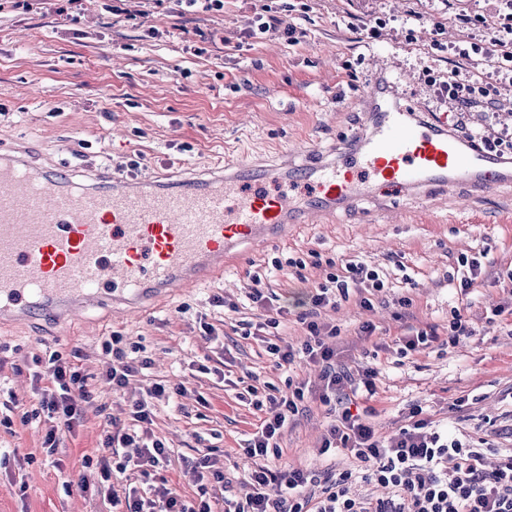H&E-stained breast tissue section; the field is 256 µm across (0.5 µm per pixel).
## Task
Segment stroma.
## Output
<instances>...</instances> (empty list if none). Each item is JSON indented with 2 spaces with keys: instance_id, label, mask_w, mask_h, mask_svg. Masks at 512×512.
Masks as SVG:
<instances>
[{
  "instance_id": "35a3bbf8",
  "label": "stroma",
  "mask_w": 512,
  "mask_h": 512,
  "mask_svg": "<svg viewBox=\"0 0 512 512\" xmlns=\"http://www.w3.org/2000/svg\"><path fill=\"white\" fill-rule=\"evenodd\" d=\"M266 6L298 27L297 42L282 28L248 36ZM503 7L502 0H224L223 11L189 15L177 0H80L72 22L57 15L55 0L28 9L5 0L0 147L30 145L39 166L83 171L105 162L130 178L161 172L177 180L228 157L245 166L331 159L369 132L364 96L382 65L404 80L400 106L422 118L446 114L473 141L501 139V152L512 157V116L459 112L439 94L459 46L493 43ZM461 14L480 22L460 27ZM476 255L481 282L461 292L460 261ZM350 260L377 271L384 290L372 310L354 292L320 319L338 330L328 340L337 362L354 373L368 365L379 371L361 413L388 438L421 407L440 431L493 443L497 451L484 462L497 464L512 447L504 436L512 428V320L489 317L512 304V183L478 191L458 182L424 199L367 194L288 239L244 244L223 278L179 290L139 315L91 308L65 336L49 324L0 326V382L19 408L36 400L33 355L59 352L89 377L83 422L50 456L42 431L0 405V512H111L93 490L99 471L85 460L98 455L106 419H128L123 397L101 379L110 363L103 342L112 335L128 357L152 361L135 388L161 382L177 390L156 410L152 429L176 451L161 475L187 499L198 500L199 490L183 462L203 456L223 474L226 496H245L241 476L251 462L242 448L263 416L255 402L286 391L291 379L304 382L305 399L282 432L280 465L317 475L357 468L347 452L320 453L334 415L315 396L318 368H279L266 351L270 341L301 347L307 331L299 315L309 295ZM256 285L264 301L251 300ZM216 295L224 306H213ZM456 309L476 334L451 346ZM366 320L376 326L373 336L359 333ZM207 323L219 340L205 339ZM429 327L437 340L400 354L397 337ZM203 362L209 373L197 372ZM81 476L89 491H66V481Z\"/></svg>"
}]
</instances>
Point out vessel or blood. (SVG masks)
I'll use <instances>...</instances> for the list:
<instances>
[{"label": "vessel or blood", "mask_w": 512, "mask_h": 512, "mask_svg": "<svg viewBox=\"0 0 512 512\" xmlns=\"http://www.w3.org/2000/svg\"><path fill=\"white\" fill-rule=\"evenodd\" d=\"M379 68L365 97L371 130L343 162L244 167L228 161L178 185L153 175L133 186L111 171L78 176L36 167L28 148L0 155V322L46 318L67 327L88 306L143 311L172 288L222 274L238 245L283 236L348 207L360 186L415 195L464 179L488 189L512 181V163L433 116L395 101L399 81ZM300 182L299 205L265 182Z\"/></svg>", "instance_id": "obj_1"}]
</instances>
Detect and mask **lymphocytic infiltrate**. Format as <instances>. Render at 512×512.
Returning <instances> with one entry per match:
<instances>
[{"label": "lymphocytic infiltrate", "instance_id": "lymphocytic-infiltrate-1", "mask_svg": "<svg viewBox=\"0 0 512 512\" xmlns=\"http://www.w3.org/2000/svg\"><path fill=\"white\" fill-rule=\"evenodd\" d=\"M494 51L474 42L460 50V57L486 55L498 71L512 70V0L495 24ZM345 276L331 275L310 298V307L299 320L308 337L300 348L269 343L267 351L276 365L292 364L296 356L322 368V385L318 398L327 406L338 407L321 450L339 448L361 464L363 480L387 490L384 498L354 496L349 486L353 471L331 474L324 480L300 467L281 470L273 465L279 456L281 430L299 411L304 386L294 383L291 392L269 396L260 425L245 440L243 453L253 465L246 478L252 491L245 501L225 500L224 512H512V454L505 456L492 469H485L482 449L460 439L433 431L421 409H413L411 422L397 435L379 438L374 427L361 415L353 414L352 398L358 393L374 395L376 368H364L353 375L336 361V350L325 340L326 327L319 320V310L327 306L333 295L348 298L350 288L364 291L360 305L371 309V293L382 291L383 281L375 271L358 264H346ZM114 362L104 378L113 392L123 395L130 407L126 425L108 423L103 430V452L96 465L103 479L127 472L138 474L139 482L128 483L123 492L109 491L114 512H213L211 499L191 504L168 487L166 479L155 480L152 470L167 466L172 451L151 432L154 411L169 403L171 393L166 385L156 383L139 391L130 390L131 377L148 368L149 359H130L113 344H105ZM33 381L38 384L39 398L34 408L23 411L20 418L29 424L44 420L47 429L43 446L54 453L60 443V431H73L81 414L73 401L75 393H86L88 378L74 363L53 352L33 356Z\"/></svg>", "mask_w": 512, "mask_h": 512}]
</instances>
